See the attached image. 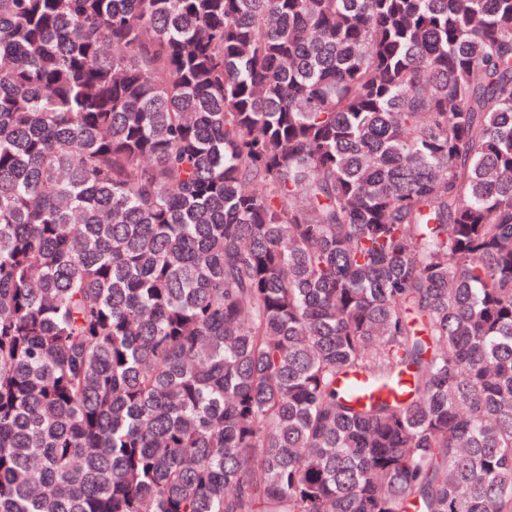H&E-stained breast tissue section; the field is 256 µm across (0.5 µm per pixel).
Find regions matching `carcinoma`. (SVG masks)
Returning <instances> with one entry per match:
<instances>
[{
	"mask_svg": "<svg viewBox=\"0 0 512 512\" xmlns=\"http://www.w3.org/2000/svg\"><path fill=\"white\" fill-rule=\"evenodd\" d=\"M410 509L512 512V0H0V512Z\"/></svg>",
	"mask_w": 512,
	"mask_h": 512,
	"instance_id": "obj_1",
	"label": "carcinoma"
}]
</instances>
